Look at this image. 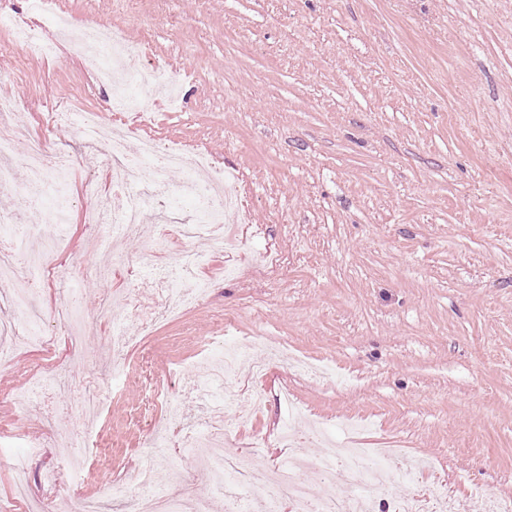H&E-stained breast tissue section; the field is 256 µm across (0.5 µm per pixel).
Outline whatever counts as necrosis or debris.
Listing matches in <instances>:
<instances>
[{"instance_id": "obj_1", "label": "necrosis or debris", "mask_w": 512, "mask_h": 512, "mask_svg": "<svg viewBox=\"0 0 512 512\" xmlns=\"http://www.w3.org/2000/svg\"><path fill=\"white\" fill-rule=\"evenodd\" d=\"M70 49L73 55L95 65L96 76L112 85V109L116 112L146 111V97L180 83L178 77L164 78L156 69L142 65L141 59L146 53L144 43L129 41L120 31L102 24L85 26L71 37ZM20 105L19 96L0 97V194L17 197L22 206L18 212L1 210L0 223L12 229L23 228L30 235L34 228L28 223L29 216L51 224L66 221V211L46 207L45 198L48 194L59 193L58 181L68 175L70 159L61 150H48L44 141H33L25 159L29 180L17 184L12 158L19 129L13 115ZM83 122L86 133L104 144L112 159L113 185L136 189L146 170L162 174L178 170L185 177L183 191L198 198L206 215L201 224H170L166 227L167 232L181 238L184 245L171 255L167 264L173 274L172 280L163 282L157 290L160 309L143 310L135 292L126 293L123 304L135 315L145 314L153 319L158 314L177 311L186 303L199 302L207 288L205 282L196 278L197 271L206 262V253L198 246L199 240L207 239L229 253L241 244L235 231L223 222L226 213L239 207L238 189H225L223 168L215 166L204 153L190 154L155 137L140 138L137 151L132 152L128 149L130 130L103 129L93 112L84 113ZM172 200L169 188L160 180L151 193L138 192L136 198L121 205H113L111 199H104L88 211L87 222L101 237L117 240L143 223L146 208L163 211ZM246 354L247 348L243 345L228 349L224 355L212 360L210 373L183 384V396L205 395L210 399L207 415L199 424H188L178 412H171L162 425L140 427L144 446L163 448L177 443L184 448L203 449L204 462L198 478L223 491L225 512H374L388 488V467L394 460L390 453L371 454L344 442L329 443L315 472L328 487L333 481L337 462H344L358 488L342 498L328 490L322 496H314L302 474L304 465L295 457H286L271 474L261 475L225 455L223 446L229 435L221 426L225 403L235 404L241 416L252 411L251 404L238 400L229 383L237 362ZM414 480L417 493L395 501L392 512H451L453 495L444 481H428L419 473L415 474ZM154 484V475L148 468L137 470L130 478L108 482L95 497L84 496L80 486L65 473H56L52 481L55 493L71 500L72 512H104L105 504L110 500L124 502L127 512H183L179 497L153 494ZM247 484L263 488L265 494L253 499L243 511L238 501L241 487Z\"/></svg>"}]
</instances>
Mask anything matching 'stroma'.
<instances>
[{
  "label": "stroma",
  "instance_id": "obj_1",
  "mask_svg": "<svg viewBox=\"0 0 512 512\" xmlns=\"http://www.w3.org/2000/svg\"><path fill=\"white\" fill-rule=\"evenodd\" d=\"M60 13L148 38L147 62L184 81L178 106L151 103L147 133L240 178L249 221L237 274L224 276L225 252L211 247L198 273L206 297L147 335L121 305L104 313L103 298L135 287L129 268L160 277L181 242L148 210L119 245L128 266L90 276L110 247L85 209L91 189L113 187L106 151L80 116L97 112L106 127L133 116L110 110L111 85L71 54ZM1 15L10 22L0 41L18 24L52 44L0 61V89L32 103L14 116L17 182L42 115L75 117L50 139L74 162L68 236L55 256L71 276L55 285L33 268L23 281L38 283L32 306L47 315L64 290L77 292L83 352L62 346L57 357L73 392L94 387L104 407L93 420L61 421L39 402L20 416L0 398V512H36L45 500L69 512L46 484L64 462L89 494L148 465L157 492H179L191 449L150 452L127 421L164 417L169 393L183 374L205 373L217 340L251 342L233 384L241 398L262 399L233 425L226 453L270 469L288 454L278 441L287 428L301 460L317 463L323 449L305 439L300 405L327 423L325 438L341 439L344 420L365 447L399 442L388 500L408 495L420 464L452 483L455 512H478V487L512 497V0H165L135 14L121 0H54L40 14L29 0H0ZM118 324L138 345L114 370L107 341ZM1 343L17 363L0 366V395L25 391L45 357L20 333ZM277 344L332 364L331 377L282 361L254 386L252 361ZM76 431L90 436L80 457ZM34 443L17 485L12 459Z\"/></svg>",
  "mask_w": 512,
  "mask_h": 512
}]
</instances>
